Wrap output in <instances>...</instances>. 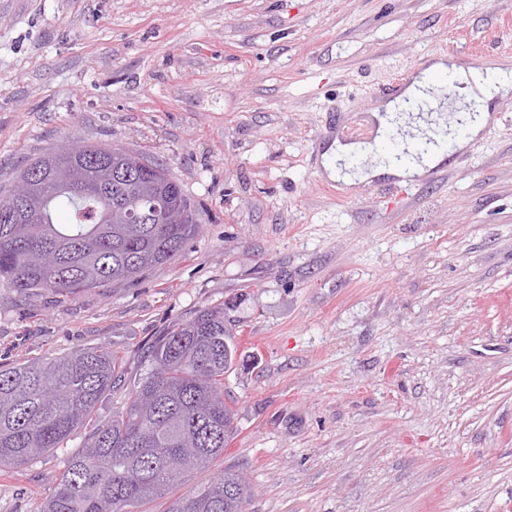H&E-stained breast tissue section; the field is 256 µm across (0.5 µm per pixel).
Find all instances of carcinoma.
I'll use <instances>...</instances> for the list:
<instances>
[{
	"instance_id": "1",
	"label": "carcinoma",
	"mask_w": 512,
	"mask_h": 512,
	"mask_svg": "<svg viewBox=\"0 0 512 512\" xmlns=\"http://www.w3.org/2000/svg\"><path fill=\"white\" fill-rule=\"evenodd\" d=\"M124 158L111 146L78 142L71 154L54 148L32 170L60 168L72 190L49 187L31 224L0 223V278L19 291L71 297L97 288H130L169 262L199 230L198 209L170 171L133 185L121 178ZM151 193L158 205L180 204V224H101L105 200L130 204ZM66 223L54 221L56 211ZM227 302L177 322L152 346L145 372L122 409L97 421L83 447L69 455L43 512H247L252 488L243 472H211L237 433L224 398V376L237 362L238 336ZM124 358L105 348L0 367V468L52 454L96 415ZM205 478L177 494L190 474Z\"/></svg>"
}]
</instances>
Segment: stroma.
<instances>
[{
    "mask_svg": "<svg viewBox=\"0 0 512 512\" xmlns=\"http://www.w3.org/2000/svg\"><path fill=\"white\" fill-rule=\"evenodd\" d=\"M512 69V0H0V187L70 140L164 164L200 231L131 288L0 281V364L154 342L232 299L248 512H512V93L436 180L321 164L418 59ZM65 448L0 471L42 512Z\"/></svg>",
    "mask_w": 512,
    "mask_h": 512,
    "instance_id": "stroma-1",
    "label": "stroma"
}]
</instances>
